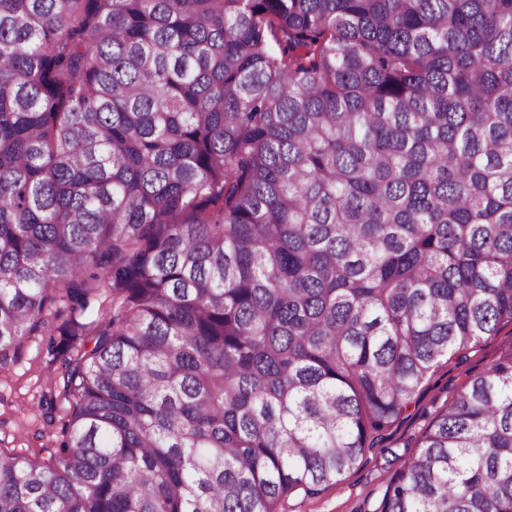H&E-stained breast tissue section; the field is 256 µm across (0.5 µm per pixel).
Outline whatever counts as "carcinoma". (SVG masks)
I'll return each mask as SVG.
<instances>
[{
    "label": "carcinoma",
    "mask_w": 512,
    "mask_h": 512,
    "mask_svg": "<svg viewBox=\"0 0 512 512\" xmlns=\"http://www.w3.org/2000/svg\"><path fill=\"white\" fill-rule=\"evenodd\" d=\"M0 512H279L512 323V0H0ZM379 512H512V345ZM50 336H27L16 362L0 371V450L36 457L61 438L70 404L62 396V369L47 353ZM53 400L54 423H47L41 404Z\"/></svg>",
    "instance_id": "obj_1"
}]
</instances>
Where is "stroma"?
<instances>
[{
	"label": "stroma",
	"instance_id": "obj_1",
	"mask_svg": "<svg viewBox=\"0 0 512 512\" xmlns=\"http://www.w3.org/2000/svg\"><path fill=\"white\" fill-rule=\"evenodd\" d=\"M47 344V334L26 337L16 362L0 371V452L33 458L61 437L70 404L62 396L61 366L51 362ZM511 344L512 324H507L484 337L462 361L441 364L407 411L366 450L359 469L344 474L318 497L288 500L281 512H375L434 410L452 399L468 374L487 368Z\"/></svg>",
	"mask_w": 512,
	"mask_h": 512
}]
</instances>
